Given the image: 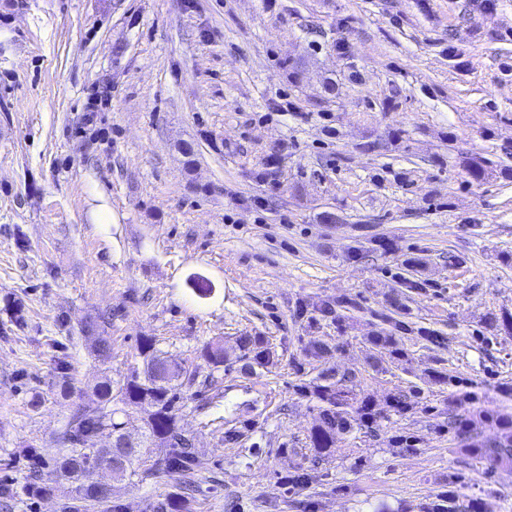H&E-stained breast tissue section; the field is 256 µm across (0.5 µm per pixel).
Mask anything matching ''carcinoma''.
<instances>
[{
	"mask_svg": "<svg viewBox=\"0 0 512 512\" xmlns=\"http://www.w3.org/2000/svg\"><path fill=\"white\" fill-rule=\"evenodd\" d=\"M351 304L338 299L336 303H325L318 311L325 317L332 316L336 324H341L345 312ZM392 330L388 333L372 337V344L387 351L397 362L409 361V354L404 349L399 334L409 330L402 320L392 319ZM242 346L253 354V362L264 366L270 363L272 352L258 336H248L242 340ZM195 380V374L183 371L175 372L162 381H157L148 368H132L119 382L104 377L95 387L96 403L93 406L78 405L67 423L59 430L56 437L57 453L53 458L52 471L79 481L77 467L95 455L107 459L112 456V448L95 447V440L103 432L118 434L126 424L136 419V407L146 400L154 407V412L147 423L142 441L144 452H152L151 444L165 443L172 440L167 449L164 465L171 473L191 472L199 466L197 457L192 450L190 439L180 432L177 421L178 403L181 399L180 388ZM297 392L316 402L318 416L310 434V445L315 457L323 460L331 455L336 446V433L346 431L352 423L371 426L376 420V412L371 398L357 390V385L350 378L333 379L323 377L320 384L303 383L297 386ZM420 391L411 393L400 392L390 399L392 410L402 416L418 404ZM122 404L116 408L114 404ZM499 426L505 430L503 437L472 449L473 454L491 462L512 460V418H498ZM56 481L45 476L41 471L34 470L28 476L26 491L35 497H50L55 491ZM191 483L185 481L178 491L167 497L166 507L179 512L189 499ZM458 491L456 486L441 490L430 504L428 512H459ZM123 512V505L114 497H101L88 489L78 491L58 505V512Z\"/></svg>",
	"mask_w": 512,
	"mask_h": 512,
	"instance_id": "cac0c4a2",
	"label": "carcinoma"
}]
</instances>
